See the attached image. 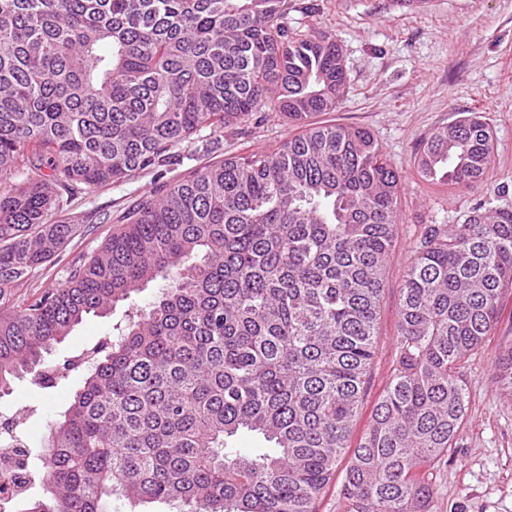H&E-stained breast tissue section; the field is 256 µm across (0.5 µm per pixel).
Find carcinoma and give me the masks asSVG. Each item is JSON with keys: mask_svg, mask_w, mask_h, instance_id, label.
<instances>
[{"mask_svg": "<svg viewBox=\"0 0 512 512\" xmlns=\"http://www.w3.org/2000/svg\"><path fill=\"white\" fill-rule=\"evenodd\" d=\"M346 81L333 37L288 28V0H0V394L85 370L40 465L23 416L0 413L24 487L0 512H314L343 461L345 512H439L462 368L512 288V208L485 200L415 242L390 379L351 447L401 183L368 130L312 121ZM263 108L298 133L163 183L54 286L16 294L77 232L52 218L78 193L163 178ZM493 149L470 112L424 138L417 171L481 182ZM158 281L115 339L41 368ZM494 379L512 399V343ZM241 431L269 446L234 447Z\"/></svg>", "mask_w": 512, "mask_h": 512, "instance_id": "cac0c4a2", "label": "carcinoma"}]
</instances>
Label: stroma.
<instances>
[{
	"mask_svg": "<svg viewBox=\"0 0 512 512\" xmlns=\"http://www.w3.org/2000/svg\"><path fill=\"white\" fill-rule=\"evenodd\" d=\"M288 25L325 33L339 43L347 84L336 111L317 115L326 124L369 130L401 181L398 242L390 253L381 294L376 353L365 384L363 407L353 428L359 440L385 389L395 353L402 277L411 248L426 225L458 223L482 199L512 207V0H427L407 8L402 0H288ZM464 112L486 117L494 134L489 175L472 187L431 186L423 182L415 157L433 129ZM286 118L268 114L260 122L224 132L222 156L265 148L294 135ZM154 173L93 189L65 213L80 225L59 257L36 272L27 292L54 285L76 257L91 254L120 218L160 188ZM118 305L104 317H90L58 345L57 355L73 356L111 337L125 316ZM512 343V291L502 298L496 328L474 350L464 368L467 415L456 448L434 473L441 512H512V402L502 399L493 380L494 361ZM78 385L70 377L51 389L33 375L17 379L0 397V412L26 418L32 455L45 448L52 419L64 411Z\"/></svg>",
	"mask_w": 512,
	"mask_h": 512,
	"instance_id": "obj_1",
	"label": "stroma"
}]
</instances>
